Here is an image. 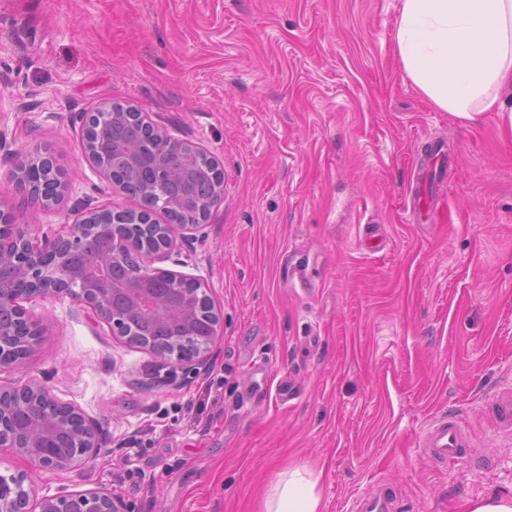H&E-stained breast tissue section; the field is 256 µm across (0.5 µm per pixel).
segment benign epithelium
Segmentation results:
<instances>
[{
	"instance_id": "benign-epithelium-1",
	"label": "benign epithelium",
	"mask_w": 512,
	"mask_h": 512,
	"mask_svg": "<svg viewBox=\"0 0 512 512\" xmlns=\"http://www.w3.org/2000/svg\"><path fill=\"white\" fill-rule=\"evenodd\" d=\"M137 118L142 128L154 141L155 152L162 160L171 153L197 151L193 145L174 137L166 128L148 121L143 113L131 106L103 105L86 120L84 150L93 172L107 179L115 193L125 192V181L112 176V166L100 153V144L108 133V118L115 109ZM9 184L25 186L31 197L44 204L57 201L66 191L63 173L53 153L33 149L17 156L10 174ZM224 188L198 204L199 221H204L211 210L223 199ZM161 196L158 186L148 188L139 195L140 207L114 211L108 206L90 209L82 217L64 225V231L54 237L39 238L29 233L24 225L15 223L13 214L0 209V256L9 258L16 268L22 286L7 288L0 283V369L21 365L36 349L45 330L44 320L27 314L23 303L34 298H63L89 308L105 322L112 334L129 344L139 341L120 323L121 317L110 300L115 288L110 277L113 266L127 267L128 278L124 290L132 300V310L148 314L163 322L184 321L193 311L203 312L204 291L188 294L179 288L191 279L187 276L152 268L145 259H164L165 251L177 239H185L199 228L197 224H158L152 215L158 211L153 200ZM121 224H150L155 230L157 244L143 252L141 257H128L123 241L116 235L107 244L99 246L96 266L85 270L81 277L73 276L68 261L72 254L85 250L102 238L107 226L116 229ZM223 334L220 318L194 330L199 348L180 357L184 363L202 358L210 346ZM58 401L41 384L32 382L21 388H0V452L8 450L26 458L32 470H66L79 460L91 459L98 448L96 427L75 407L66 406L64 418L55 420V429L46 430L39 425L28 428L8 426L16 421L18 409L34 411L42 406L51 407ZM40 512H122L119 502L110 494L86 490L71 495L67 501L43 497ZM0 512H31L28 492L21 488L14 495L0 497Z\"/></svg>"
}]
</instances>
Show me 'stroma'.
I'll return each instance as SVG.
<instances>
[{"mask_svg": "<svg viewBox=\"0 0 512 512\" xmlns=\"http://www.w3.org/2000/svg\"><path fill=\"white\" fill-rule=\"evenodd\" d=\"M398 0H0V185L52 151L70 187L0 208L51 236L134 209L84 154V116L129 104L213 158L224 197L162 268L198 279L224 334L203 364L112 335L70 298L27 302L40 345L0 387L46 386L95 423L92 460L30 472L32 502L99 489L124 512H261L278 473L319 472L322 512L384 480L391 512L512 493V136L404 79ZM445 141L446 219L414 224L424 148ZM292 391L282 400L281 387ZM463 455L430 459L437 420Z\"/></svg>", "mask_w": 512, "mask_h": 512, "instance_id": "obj_1", "label": "stroma"}]
</instances>
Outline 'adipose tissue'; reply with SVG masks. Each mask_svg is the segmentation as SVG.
Masks as SVG:
<instances>
[{
	"label": "adipose tissue",
	"mask_w": 512,
	"mask_h": 512,
	"mask_svg": "<svg viewBox=\"0 0 512 512\" xmlns=\"http://www.w3.org/2000/svg\"><path fill=\"white\" fill-rule=\"evenodd\" d=\"M395 35L403 76L438 110L472 120L495 113L512 134V0H399ZM320 476L281 472L263 512H321Z\"/></svg>",
	"instance_id": "adipose-tissue-1"
}]
</instances>
